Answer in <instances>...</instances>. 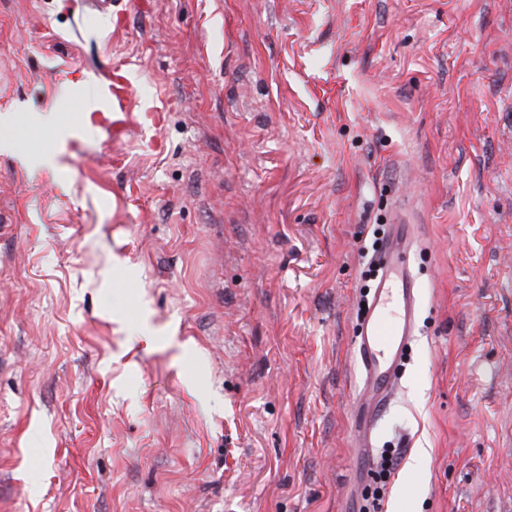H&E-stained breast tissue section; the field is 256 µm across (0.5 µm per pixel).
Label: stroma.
<instances>
[{
    "instance_id": "stroma-1",
    "label": "stroma",
    "mask_w": 512,
    "mask_h": 512,
    "mask_svg": "<svg viewBox=\"0 0 512 512\" xmlns=\"http://www.w3.org/2000/svg\"><path fill=\"white\" fill-rule=\"evenodd\" d=\"M1 113L0 512H344L400 223L384 508L512 512V0H0ZM383 249L382 272L373 288L354 345L365 375L356 396L354 433L361 469L368 474L376 429L397 385L406 346L416 335L420 285L411 274L408 257L413 243L409 224H392Z\"/></svg>"
}]
</instances>
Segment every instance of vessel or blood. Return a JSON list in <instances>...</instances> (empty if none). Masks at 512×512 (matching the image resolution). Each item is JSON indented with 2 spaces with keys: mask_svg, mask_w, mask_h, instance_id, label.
I'll return each mask as SVG.
<instances>
[{
  "mask_svg": "<svg viewBox=\"0 0 512 512\" xmlns=\"http://www.w3.org/2000/svg\"><path fill=\"white\" fill-rule=\"evenodd\" d=\"M412 243L409 225H397L384 246L382 272L354 336L365 370L354 412L356 453L364 470L370 466L376 429L396 389L406 347L418 328L420 286L408 265Z\"/></svg>",
  "mask_w": 512,
  "mask_h": 512,
  "instance_id": "vessel-or-blood-1",
  "label": "vessel or blood"
}]
</instances>
